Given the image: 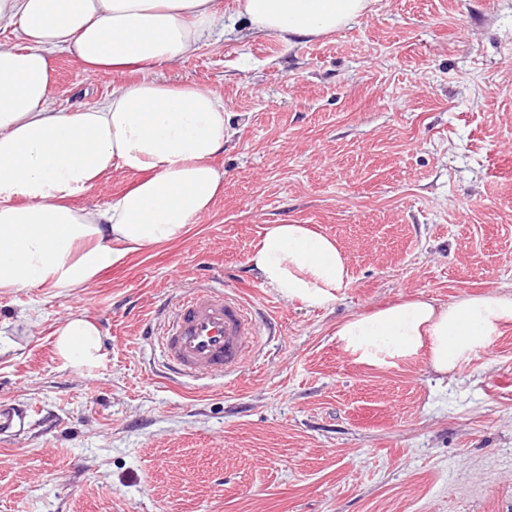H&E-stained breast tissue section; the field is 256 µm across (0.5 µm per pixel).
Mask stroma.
I'll return each instance as SVG.
<instances>
[{"mask_svg": "<svg viewBox=\"0 0 512 512\" xmlns=\"http://www.w3.org/2000/svg\"><path fill=\"white\" fill-rule=\"evenodd\" d=\"M48 105L112 93L51 55ZM157 78L224 100V190L186 239L129 256L73 296L0 293V512H512V325L443 375L426 356L358 363L351 315L422 295L512 292V0H372L285 41L237 19ZM334 237L351 284L289 301L248 262L267 224ZM210 284L249 299L260 350L185 388L142 331ZM85 314L91 369L54 332ZM58 355L75 367L96 365L102 357L101 330L91 318L71 316L55 331ZM27 410L19 404L0 403V436H10L17 423L26 416Z\"/></svg>", "mask_w": 512, "mask_h": 512, "instance_id": "35a3bbf8", "label": "stroma"}]
</instances>
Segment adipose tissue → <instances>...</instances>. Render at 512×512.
<instances>
[{
    "label": "adipose tissue",
    "instance_id": "adipose-tissue-1",
    "mask_svg": "<svg viewBox=\"0 0 512 512\" xmlns=\"http://www.w3.org/2000/svg\"><path fill=\"white\" fill-rule=\"evenodd\" d=\"M370 0H239L251 25L285 40L315 38L359 17ZM220 0H0V291L89 287L130 253L180 240L224 185L214 160L228 135L224 101L194 84L154 78L162 64L193 53L222 23ZM61 50L94 77L129 67L104 101L74 112L47 107L50 53ZM122 172L129 187L100 207L81 204L101 176ZM263 282L311 307L350 281L331 236L306 224L265 226L249 256ZM512 323V294L447 303L413 297L353 315L335 336L370 365L426 354L442 374L486 349ZM58 355L75 367L102 357L101 330L72 316L55 331Z\"/></svg>",
    "mask_w": 512,
    "mask_h": 512
}]
</instances>
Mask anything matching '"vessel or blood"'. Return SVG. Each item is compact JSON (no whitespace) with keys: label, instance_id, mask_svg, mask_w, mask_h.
I'll return each mask as SVG.
<instances>
[{"label":"vessel or blood","instance_id":"b4317fda","mask_svg":"<svg viewBox=\"0 0 512 512\" xmlns=\"http://www.w3.org/2000/svg\"><path fill=\"white\" fill-rule=\"evenodd\" d=\"M251 307L220 287L195 289L150 329L163 363L178 377L200 379L236 373L259 343ZM27 411L0 403V436H10Z\"/></svg>","mask_w":512,"mask_h":512}]
</instances>
